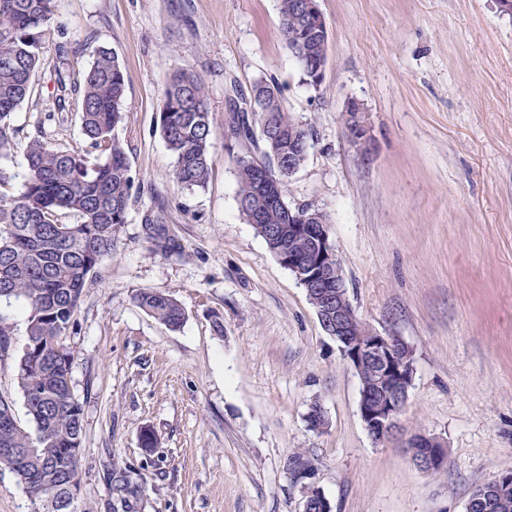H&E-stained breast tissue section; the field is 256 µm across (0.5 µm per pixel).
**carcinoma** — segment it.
Returning <instances> with one entry per match:
<instances>
[{"instance_id":"obj_1","label":"carcinoma","mask_w":512,"mask_h":512,"mask_svg":"<svg viewBox=\"0 0 512 512\" xmlns=\"http://www.w3.org/2000/svg\"><path fill=\"white\" fill-rule=\"evenodd\" d=\"M280 31L303 81L316 89L314 59L303 52L309 35L304 18L293 12L294 0H278ZM54 0H0V157L13 148L9 118L32 92V77L43 64L42 37L53 20ZM230 137L256 149L237 160L236 202L239 215L252 225L273 255L288 266V250L301 244L288 233L285 187L288 133L298 120L287 111L281 89L260 80L249 97L231 86ZM124 75L115 53L96 52L82 87L81 132L90 152L57 148L31 139L23 151L22 191L1 188L16 178L0 165V303L21 300L27 312V338L17 364L16 380L33 429L18 419L0 430V448H30L31 457L0 453V469L13 472L33 512H78L62 505L70 480L79 479L83 408L71 396L73 354L63 337L74 329L83 291L101 263L116 251L132 200L135 178L122 142L115 137L123 123ZM160 130L174 158L173 181L202 188L209 179L210 112L206 86L196 74L174 70L167 82ZM74 214L66 224L61 217ZM153 250L182 254L181 246L158 214L145 216ZM139 308L171 329L186 314L166 293L140 290ZM508 485L491 480L473 495V512H512V469L499 473ZM108 490L104 512H142L146 490L132 464L115 463L103 472Z\"/></svg>"}]
</instances>
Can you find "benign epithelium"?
Here are the masks:
<instances>
[{
  "mask_svg": "<svg viewBox=\"0 0 512 512\" xmlns=\"http://www.w3.org/2000/svg\"><path fill=\"white\" fill-rule=\"evenodd\" d=\"M298 9L314 23L313 36L319 50L317 72L322 77L329 61L328 55L322 53V49L329 46L325 18L317 0H298ZM344 117L353 143L361 149L366 148L368 128L362 104L349 102ZM307 136L308 129L303 127L288 139L290 175L301 168ZM289 221L292 222L293 235L307 242V249L302 254L294 251L288 254V270L303 287L319 289L315 299L317 315L321 323L329 326L333 335L356 337L353 342L355 348H345L342 354L356 372L368 371L360 388V416L374 442L383 441L396 431L413 381L414 368L408 362L405 343L394 336L371 331L356 316L347 315L333 297L323 292L325 288H334L339 292L345 288V282L339 262L335 261L333 255L328 225L323 222L321 213L305 211L291 214ZM407 447L417 451L416 465L425 471L447 462V448L434 436L417 433L409 438Z\"/></svg>",
  "mask_w": 512,
  "mask_h": 512,
  "instance_id": "7a95c632",
  "label": "benign epithelium"
}]
</instances>
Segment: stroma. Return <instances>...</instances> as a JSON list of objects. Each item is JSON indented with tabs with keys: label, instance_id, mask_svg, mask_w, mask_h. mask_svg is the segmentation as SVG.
I'll return each instance as SVG.
<instances>
[{
	"label": "stroma",
	"instance_id": "1",
	"mask_svg": "<svg viewBox=\"0 0 512 512\" xmlns=\"http://www.w3.org/2000/svg\"><path fill=\"white\" fill-rule=\"evenodd\" d=\"M318 4L329 62L314 89L283 42L277 0L54 2L45 62L10 120L13 185L30 139L82 145L77 87L101 47L124 73L115 134L140 184L65 339L84 410L79 512H101V475L116 461L141 467L146 512H303L304 485L288 471L300 453L315 459L312 483L332 512H465L479 486L512 469V14L497 0ZM175 67L207 90L215 163L202 188L173 181L160 133ZM261 79L276 80L312 130L287 182L290 207L322 208L356 314L413 350L402 432L386 443L371 440L359 378L305 289L238 213L235 160L248 149L227 136V87ZM351 100L367 112L365 152L346 130ZM158 207L182 255L153 251L144 217ZM142 289L173 295L181 328L142 311ZM4 313L0 396L25 425L15 373L27 314L20 301ZM315 402L319 430L306 420ZM145 427L159 441L149 455ZM414 433L445 442L444 471L412 463L404 440Z\"/></svg>",
	"mask_w": 512,
	"mask_h": 512
}]
</instances>
